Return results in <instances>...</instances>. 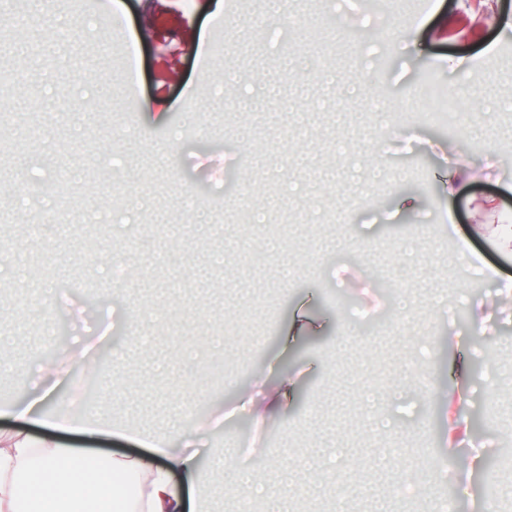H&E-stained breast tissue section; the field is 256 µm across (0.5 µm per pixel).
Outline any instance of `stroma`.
Here are the masks:
<instances>
[{"instance_id": "1", "label": "stroma", "mask_w": 512, "mask_h": 512, "mask_svg": "<svg viewBox=\"0 0 512 512\" xmlns=\"http://www.w3.org/2000/svg\"><path fill=\"white\" fill-rule=\"evenodd\" d=\"M288 11L274 24L266 0H100L92 12L76 0H0V25L26 18L9 53L31 60L24 95L0 120L12 140L0 156V225L50 226L37 243L14 239L18 262L0 277V299L15 304L0 318V374L16 401L30 399L61 322L65 348L109 356L93 411L155 430L183 406L203 417L257 375L300 368L267 444L250 446L251 422L237 414L211 435L199 483L209 512L237 510L211 493L237 477L212 469L223 451L284 485L282 512H336L337 480L354 491L349 512H428L444 488L409 502L398 492L407 472L451 465L449 447L468 438L490 455L512 448V385L496 382L512 366V303L488 308L480 326L470 316L499 293L483 265L512 277V253L471 234L512 217V31L501 27L512 0H389L381 17L362 0H288ZM313 32L328 48L293 53ZM124 46L135 51L130 75L115 69ZM228 72L253 100L247 118L224 97ZM430 84L469 95L463 125H404L400 108ZM61 166L68 209L50 185ZM246 178L268 191L244 208ZM89 181L124 207L84 198ZM407 195L416 212L400 211ZM269 236L281 251L253 262L249 242ZM461 237L476 261L458 255ZM354 255L384 287L414 289L417 311L397 315L369 281L360 298L343 297ZM140 306L155 321L138 322ZM300 309L321 328L287 342ZM21 322L31 329L18 337ZM135 336L143 351H130ZM414 340L433 347L424 386L402 358ZM461 355L470 378L456 392L469 417L451 444L432 395ZM389 389L396 397L383 399ZM326 448L346 449V465L309 485L300 471ZM381 448L405 455L380 468ZM285 453L289 477L275 464Z\"/></svg>"}]
</instances>
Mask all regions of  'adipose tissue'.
Instances as JSON below:
<instances>
[{
  "label": "adipose tissue",
  "instance_id": "ef3b65f1",
  "mask_svg": "<svg viewBox=\"0 0 512 512\" xmlns=\"http://www.w3.org/2000/svg\"><path fill=\"white\" fill-rule=\"evenodd\" d=\"M297 381L294 372L271 382L256 377L237 394L234 410L264 426L294 399ZM56 395L52 383L26 402L0 403V418L18 423L0 429V512H124L129 501L136 512H198L191 496L199 471L194 446L209 431L193 409H185L173 430L148 434L97 417L75 420L55 409ZM37 427L50 428V435H34ZM64 431L124 437L146 452L129 459L91 455L62 440Z\"/></svg>",
  "mask_w": 512,
  "mask_h": 512
}]
</instances>
